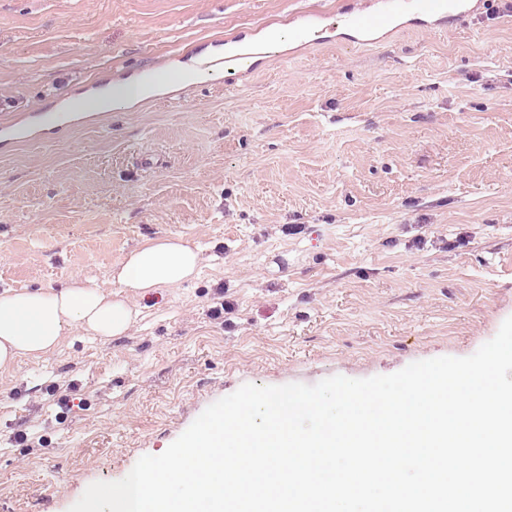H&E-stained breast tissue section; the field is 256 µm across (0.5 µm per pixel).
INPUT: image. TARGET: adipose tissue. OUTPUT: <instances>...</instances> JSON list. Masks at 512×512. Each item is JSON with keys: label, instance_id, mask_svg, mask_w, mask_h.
I'll return each mask as SVG.
<instances>
[{"label": "adipose tissue", "instance_id": "obj_1", "mask_svg": "<svg viewBox=\"0 0 512 512\" xmlns=\"http://www.w3.org/2000/svg\"><path fill=\"white\" fill-rule=\"evenodd\" d=\"M156 82L135 75L123 86L107 85L81 100L80 109H127L158 93ZM202 262L199 249L179 237H162L130 250L111 270V290L73 280L62 290H10L0 293V368L19 359L38 360L55 351L79 326L110 341L125 335L137 312L133 296L175 288L193 279Z\"/></svg>", "mask_w": 512, "mask_h": 512}]
</instances>
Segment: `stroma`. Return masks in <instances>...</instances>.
<instances>
[{
    "instance_id": "obj_1",
    "label": "stroma",
    "mask_w": 512,
    "mask_h": 512,
    "mask_svg": "<svg viewBox=\"0 0 512 512\" xmlns=\"http://www.w3.org/2000/svg\"><path fill=\"white\" fill-rule=\"evenodd\" d=\"M389 2L0 0V123ZM262 52L104 124L0 143V291L111 289V268L165 235L203 257L137 300L125 336L76 327L0 370V512H68L242 385L466 357L512 316V0L366 48Z\"/></svg>"
}]
</instances>
